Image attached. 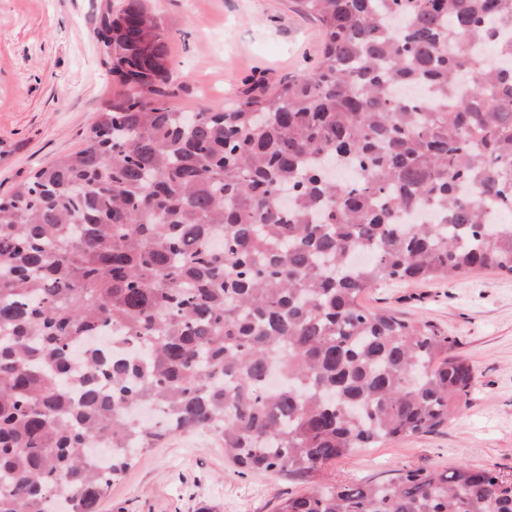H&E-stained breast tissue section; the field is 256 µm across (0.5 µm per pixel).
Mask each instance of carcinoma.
<instances>
[{
  "label": "carcinoma",
  "mask_w": 512,
  "mask_h": 512,
  "mask_svg": "<svg viewBox=\"0 0 512 512\" xmlns=\"http://www.w3.org/2000/svg\"><path fill=\"white\" fill-rule=\"evenodd\" d=\"M295 5L322 32L312 70L177 112L157 15L106 0L122 94L0 195V512H97L137 455L196 431L309 484L278 512H512L491 468L323 477L468 405L456 338L362 295L512 276V0Z\"/></svg>",
  "instance_id": "obj_1"
}]
</instances>
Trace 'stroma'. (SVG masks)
Here are the masks:
<instances>
[{"label":"stroma","mask_w":512,"mask_h":512,"mask_svg":"<svg viewBox=\"0 0 512 512\" xmlns=\"http://www.w3.org/2000/svg\"><path fill=\"white\" fill-rule=\"evenodd\" d=\"M105 0H0V193L17 176L78 149L121 87L100 62ZM167 29L171 107L194 112L273 88L319 59V25L293 0H150ZM367 306L434 321L476 370L463 413L434 432L362 448L325 470L356 483L411 468L464 463L512 479V277L482 269L463 279L389 282ZM284 474L238 472L208 432L163 441L112 482L99 512H277L303 494Z\"/></svg>","instance_id":"obj_1"}]
</instances>
